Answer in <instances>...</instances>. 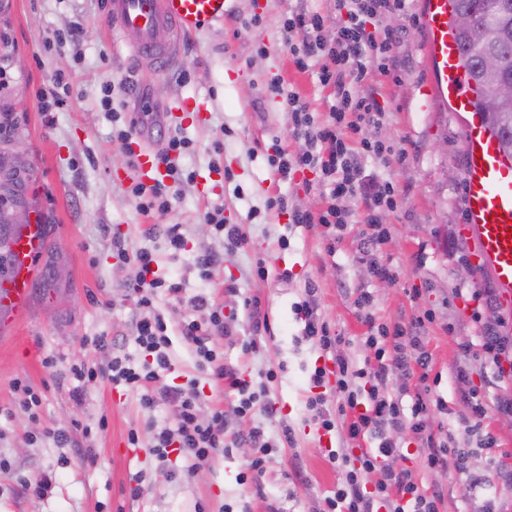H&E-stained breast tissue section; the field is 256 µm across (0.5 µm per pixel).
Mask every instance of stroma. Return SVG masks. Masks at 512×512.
I'll return each mask as SVG.
<instances>
[{
  "label": "stroma",
  "mask_w": 512,
  "mask_h": 512,
  "mask_svg": "<svg viewBox=\"0 0 512 512\" xmlns=\"http://www.w3.org/2000/svg\"><path fill=\"white\" fill-rule=\"evenodd\" d=\"M316 0H234L223 23L183 36L178 60L159 68L148 56L135 57L112 44L103 15V0H0V113H7L14 139L24 141L30 168L22 188L30 221L46 232L33 259L35 275L25 312L13 317L0 333V512H322L324 500L335 491L342 472L329 454L338 443L307 409L308 398L323 396L328 409H337L335 374L321 385L311 376L326 360L312 342L301 336L295 306L307 287L317 290L318 312L343 341L339 349L355 364L372 351L365 344L364 315L393 325L401 318L431 314L424 342L432 355L426 381L391 373L390 395L412 403L409 391L425 383L431 397H442L447 413L429 409L427 423L457 422L464 405L461 393L477 392L488 406L479 430L466 436L453 431L450 447L459 456L448 468L424 471V451L410 431L393 433L401 455L395 468L409 469L423 487L437 486L448 498L446 512H475L483 501L497 498L512 507V482L503 477L512 469V416L493 410L495 397L512 395V365L493 362L484 353L466 358L459 346L480 343L500 316L496 301L486 299L492 282L484 270L459 277L457 269L470 259L471 249L460 232L466 221L462 161L464 141L458 117L449 110L417 111L421 88L429 79L425 59L426 34L420 24V0H407L403 12L388 24L398 31L394 46L397 65L385 74L372 73L368 88L387 106L382 125L386 139L400 144L401 158L390 175L402 195L390 211L388 235L380 255L399 272L396 281L375 277L357 261L359 227L341 233L321 224L290 223L288 214L268 207L271 196L287 197L290 205L312 212L325 201L307 189L312 172H295L279 180L268 161L274 147L296 152L289 136L292 114L269 86L280 81L308 105L316 122L327 117L329 89L314 73L296 71L283 40V25L298 7ZM260 25L249 26L252 15ZM82 28L83 38L71 43L69 34ZM67 85L61 102L43 108L41 91L56 75ZM112 85L114 99L127 118L142 103L156 112L175 100L199 97L206 103L203 119L174 126L189 149L180 155V173H195L188 182L165 177L172 194L171 208L162 216L143 214L130 193L139 177L126 151L116 143V124L101 105L102 89ZM222 153H214L215 143ZM223 208L224 221L239 225L247 236L244 247L229 249L205 215ZM177 224L186 249L171 258L154 225ZM287 245H280V238ZM128 252L148 249L159 272L180 283L179 295L158 293L154 306L168 328L170 369L163 381L200 392L199 414L209 418L223 410L228 436L223 454L200 463L185 457L159 461L150 451L148 423L170 426L173 408L163 404L143 413L135 393L105 380L87 383L75 399L68 370L85 362L107 364L112 356L139 364L142 352L135 341L141 311L130 291L135 269L121 261L113 241ZM335 243V255L326 246ZM216 255L210 279H200L196 256ZM264 260L275 277L253 274ZM287 279H278V272ZM371 300L365 312L354 305L357 288ZM205 296L223 305L228 335L213 336L210 345L226 367L259 383V374L275 369L268 383L272 414L237 416V397L211 370L200 369L193 346L182 336L183 322L195 311L193 301ZM258 298L268 317V331L254 333L247 299ZM107 335L108 349L92 339ZM257 338L260 346L245 355L241 343ZM466 366L467 381L455 378ZM28 382L42 394L37 418L18 408L15 380ZM108 424L92 441L94 462L82 461L79 449L59 447L44 437L47 429H68L80 438L85 425ZM261 428L272 443L259 481L247 479L255 448L234 443L232 435ZM137 431L138 448L128 434ZM496 443L486 449L483 434ZM52 474L51 496L21 493V479ZM141 478L144 492L131 497L129 487Z\"/></svg>",
  "instance_id": "stroma-1"
}]
</instances>
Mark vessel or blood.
<instances>
[{"instance_id":"vessel-or-blood-1","label":"vessel or blood","mask_w":512,"mask_h":512,"mask_svg":"<svg viewBox=\"0 0 512 512\" xmlns=\"http://www.w3.org/2000/svg\"><path fill=\"white\" fill-rule=\"evenodd\" d=\"M234 0H106L104 11L112 39L134 36L132 51L167 66L177 56L180 36L211 27L233 10ZM451 0H422L420 21L426 32L430 80L418 98V111L449 106L463 122L466 150L462 164L468 220L462 227L473 253L497 290V301L510 316L499 326L512 335V157L476 108L477 87L462 61L461 46L450 22ZM125 149L147 182L163 175L151 131L137 125ZM41 245L37 225L18 241V267L9 287L0 289V311L20 312L30 292L31 262Z\"/></svg>"}]
</instances>
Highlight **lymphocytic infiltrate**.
Returning a JSON list of instances; mask_svg holds the SVG:
<instances>
[{
	"label": "lymphocytic infiltrate",
	"instance_id": "1",
	"mask_svg": "<svg viewBox=\"0 0 512 512\" xmlns=\"http://www.w3.org/2000/svg\"><path fill=\"white\" fill-rule=\"evenodd\" d=\"M333 7L345 17L333 37H324L322 33L324 16L321 11L308 8L292 11L283 28V39L295 68L301 72L316 69L320 83L335 88L326 121L315 123L297 93L284 92L278 84L271 88L272 93L283 97L293 112L292 135L304 140L306 148L296 155L276 150L270 163L284 178L301 169L320 171L327 204L315 214L289 209L286 199L281 196L274 198L272 204L279 210L289 211L292 223L323 224L341 229L346 226L349 214L339 206V199H359L363 222L371 229L363 241L362 260L375 277L392 281L396 273L379 255L385 237L380 210L385 206L394 207L396 190L390 179L367 173L366 167L371 161L388 167L396 149L366 140L357 152L350 147L345 133L378 125L385 112L374 96L362 93L361 85L369 65L388 70L395 35L392 29L382 27L381 21L387 15L403 11L405 0H334ZM118 255L136 269L132 288L145 313L136 324L135 340L144 359L136 367L120 356L113 357L104 368L84 363L72 365L69 372L76 382L73 392L82 395L83 382L100 377L136 393L144 410H154L163 403L173 404L177 426L173 429L153 428L152 454L160 460L167 459L173 451L199 461L210 459L224 449L226 425L223 412L217 411L208 419H201L196 393L160 381L162 372L170 367L166 352L168 337L161 315L152 310L153 299L158 291L175 295L180 288L177 283L158 276L157 261L151 251L141 249L131 254L122 248ZM194 309L197 316L185 321L182 333L194 346L199 364L210 366L217 377L228 379L238 395L237 414L246 416L257 410L269 411L264 391L253 389L251 381L227 369L222 357L208 344L213 333L225 330L223 307L200 296L194 301ZM296 311L303 324V338L330 355L336 368V390L348 408L355 412L348 425L349 442L367 436L377 441L376 448L361 450L356 456L333 454V461L343 471V479L334 495L325 498L323 512H440L441 492H424L409 471L395 470L390 464L397 448L388 437V430L406 427L414 434L425 435L423 416L428 402L417 393L411 407L407 408L401 400L390 398L384 392L391 372L409 369L414 364L427 367L429 353L422 350L412 358L403 354L387 356L379 341L391 332L381 326L376 334L366 339L375 350L374 362L359 367L336 354L340 338L320 317L314 298L298 303ZM370 474L376 475L377 480L374 493L369 495L364 493L362 481Z\"/></svg>",
	"mask_w": 512,
	"mask_h": 512
}]
</instances>
